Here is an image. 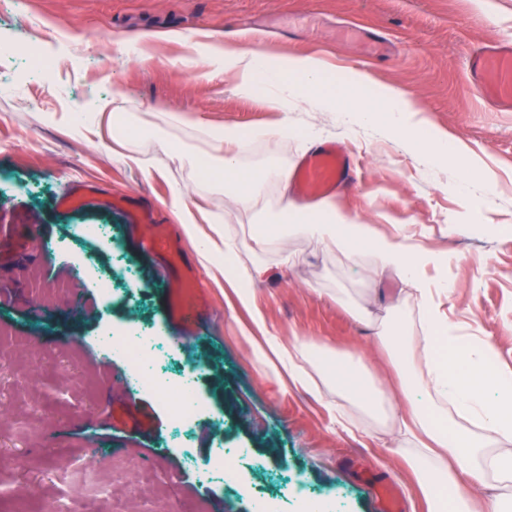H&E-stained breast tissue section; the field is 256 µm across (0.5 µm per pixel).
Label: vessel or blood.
I'll return each instance as SVG.
<instances>
[{
	"label": "vessel or blood",
	"instance_id": "b4317fda",
	"mask_svg": "<svg viewBox=\"0 0 512 512\" xmlns=\"http://www.w3.org/2000/svg\"><path fill=\"white\" fill-rule=\"evenodd\" d=\"M468 68L483 93L501 105H512V42L501 41L485 45L468 57ZM353 164L346 150L334 143H325L311 150L295 170V180L302 194L316 196L348 184ZM147 231L144 241L148 250L163 261L164 276L173 292L169 307L179 327L178 339L197 334L206 317V308L191 288L198 285V271L186 259L178 241L156 226L152 211L135 215Z\"/></svg>",
	"mask_w": 512,
	"mask_h": 512
}]
</instances>
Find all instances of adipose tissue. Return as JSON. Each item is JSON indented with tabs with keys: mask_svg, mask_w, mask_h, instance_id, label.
<instances>
[{
	"mask_svg": "<svg viewBox=\"0 0 512 512\" xmlns=\"http://www.w3.org/2000/svg\"><path fill=\"white\" fill-rule=\"evenodd\" d=\"M207 58L224 66L235 78L237 90L250 94L279 85L280 96L265 97V104L281 110L283 101L310 110L336 114L344 124L382 127L396 143L417 149L432 164L453 161L464 174L474 165L466 150L449 143L447 137L427 132L422 110L404 92L375 87L363 73H352L342 84H330L324 63L308 57H288L270 62L253 48L208 46ZM211 167L223 176L224 193L238 209L252 216L254 260L251 268L224 270L225 280L256 282L270 273L264 256L274 245L305 237L353 257L368 252L378 272H391L414 291L422 312L423 333L411 337L408 319L399 316L386 329L384 346L397 356L395 368L406 408L390 406L387 416L396 419L405 440L417 443L414 468L429 512H512L499 498L477 499L473 490L488 477L512 480V451L490 449L489 438L512 440V372L502 371L490 340L463 334L448 321L442 309L443 297L451 285L434 278L436 270L447 268L448 255L416 243L406 232L379 233L360 216L342 212L326 198L311 203L285 199L274 211L261 209L259 199L266 185L287 187L285 167L246 168L240 163L244 134L234 125L213 126ZM169 205L184 235L200 241L199 254L213 260L237 253L235 239L224 233L210 236L200 226L205 211L191 204L188 192L174 188ZM416 344V359L403 358L406 345ZM263 355L287 360L293 382L306 384L304 360H313L329 390L362 408L374 409L384 400L383 390L363 383L358 354H335L329 348L314 351L302 338L291 346L268 338Z\"/></svg>",
	"mask_w": 512,
	"mask_h": 512,
	"instance_id": "1",
	"label": "adipose tissue"
}]
</instances>
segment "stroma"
Returning <instances> with one entry per match:
<instances>
[{
	"label": "stroma",
	"mask_w": 512,
	"mask_h": 512,
	"mask_svg": "<svg viewBox=\"0 0 512 512\" xmlns=\"http://www.w3.org/2000/svg\"><path fill=\"white\" fill-rule=\"evenodd\" d=\"M28 32L43 37L57 67L41 78L19 58L0 57V512H54L57 501L76 512H255L248 497L224 483L200 481L174 441L171 408L153 393L126 395L119 354L104 356L102 328L154 323L178 359L200 363L192 451L207 463L220 448L248 449L244 477L296 512L284 496L297 479L316 494L334 491L339 512H378L358 467L392 483L403 512H426L414 475L397 453L398 426L348 405L343 430L327 405V390L294 384L284 370L257 359L243 336L252 325L227 280L197 246L180 237L199 273L195 291L211 313L201 336L176 342L158 260L139 258L144 230L136 209L155 210L178 232L167 203L174 187L217 219L238 242L240 266H250L251 226L233 202L215 190L202 167L211 152L197 129L170 126V112L191 113L212 125L250 133L240 160L255 168L270 161L293 167L307 138L332 139L350 152L356 183L332 194L339 209L362 216L379 231L407 225L416 242L451 254L448 319L464 332L492 337L497 362L512 370V110L480 94L467 67L469 54L492 41L512 40V0H0V43ZM269 59L305 56L329 66L328 80L366 72L380 86L400 89L425 111L432 129L467 147L478 179L464 180L453 164L428 168L419 152L390 141L374 127L347 128L332 113L268 111L238 92L232 75L204 62L212 41L240 34ZM115 99L127 120L119 140L97 139L72 117L102 99ZM145 115L191 146L196 165L152 145L137 126ZM287 118L295 135L280 140L269 127ZM134 149L167 178L147 179L120 159ZM497 187L492 205L466 214L462 194L479 197L481 176ZM93 184L96 195L75 211L59 209L73 186ZM75 224H107L111 242H92L99 273L113 252L133 260V296L99 305L92 281L76 273V258L62 249L38 258L41 239H64ZM266 261L269 279L253 289L263 333L290 343L306 338L345 354L359 351L382 384L392 370L374 332L389 303L403 299L412 320L420 315L402 283L376 274L368 256L354 258L320 243L288 242ZM71 294H63V286ZM364 311L359 324L350 313ZM120 481L115 499L93 489L90 470Z\"/></svg>",
	"instance_id": "35a3bbf8"
}]
</instances>
